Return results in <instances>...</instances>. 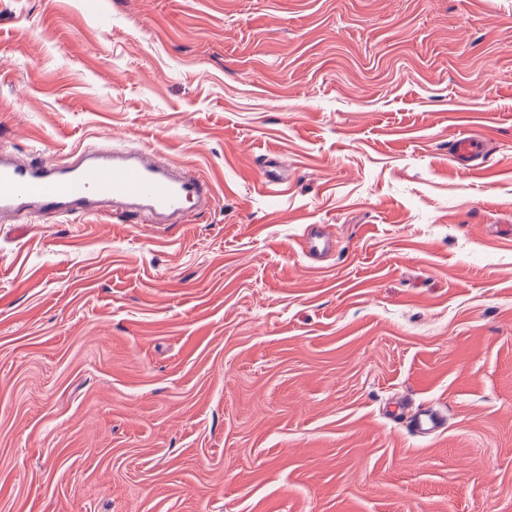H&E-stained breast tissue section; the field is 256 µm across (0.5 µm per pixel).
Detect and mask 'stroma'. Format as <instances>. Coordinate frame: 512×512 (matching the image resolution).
Returning <instances> with one entry per match:
<instances>
[{"label":"stroma","mask_w":512,"mask_h":512,"mask_svg":"<svg viewBox=\"0 0 512 512\" xmlns=\"http://www.w3.org/2000/svg\"><path fill=\"white\" fill-rule=\"evenodd\" d=\"M0 143L215 196L0 221V512H512V0H0ZM450 158L463 168L478 171L486 163V153L472 138H459L448 148ZM305 243L308 252L314 255H325L332 249V242L329 233L320 224H311L308 227ZM443 425L444 420L439 414L425 408L417 410L410 420V428L421 434L437 432Z\"/></svg>","instance_id":"1"}]
</instances>
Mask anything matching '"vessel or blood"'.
<instances>
[{
	"instance_id": "b4317fda",
	"label": "vessel or blood",
	"mask_w": 512,
	"mask_h": 512,
	"mask_svg": "<svg viewBox=\"0 0 512 512\" xmlns=\"http://www.w3.org/2000/svg\"><path fill=\"white\" fill-rule=\"evenodd\" d=\"M448 154L468 170H480L486 163L484 149L471 138L455 140ZM212 196L213 186L207 178L194 171L175 174L148 150L106 153L86 147L72 162L57 164L0 145V217L4 219L99 214L106 207L122 205L135 216L184 222L192 203ZM305 243L314 255L332 249L329 233L319 224L310 225ZM443 425L439 414L425 408L410 420L411 429L421 434L439 431Z\"/></svg>"
}]
</instances>
